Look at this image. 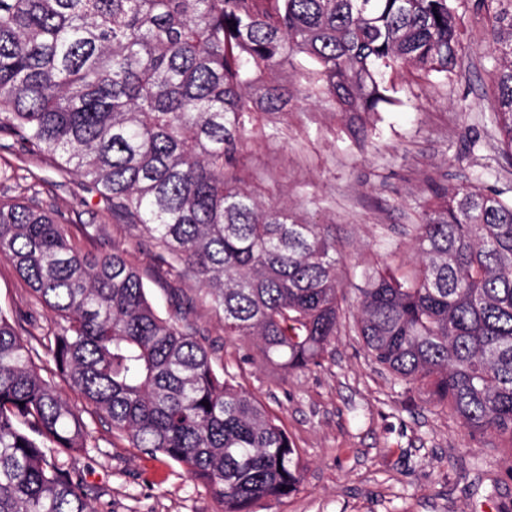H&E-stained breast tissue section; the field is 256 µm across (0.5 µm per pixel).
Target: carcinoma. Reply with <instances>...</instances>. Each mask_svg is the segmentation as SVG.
Masks as SVG:
<instances>
[{
  "label": "carcinoma",
  "instance_id": "1",
  "mask_svg": "<svg viewBox=\"0 0 512 512\" xmlns=\"http://www.w3.org/2000/svg\"><path fill=\"white\" fill-rule=\"evenodd\" d=\"M465 0H0V139L52 156L198 279L224 335L289 370L323 366L345 296L336 242L258 198L237 168L255 88L288 104L276 69L309 57L308 93L345 115L395 105L385 76L458 72ZM498 65L493 118L512 157V0H475ZM0 258L60 317L44 347L0 313V512H96L83 471L84 411L251 512L300 481L288 434L199 332L162 317L112 248L78 247L63 218L0 202ZM356 329L394 384L428 391L473 436L512 449V202L492 189L435 192L411 268L369 271ZM209 402L204 406L203 402Z\"/></svg>",
  "mask_w": 512,
  "mask_h": 512
}]
</instances>
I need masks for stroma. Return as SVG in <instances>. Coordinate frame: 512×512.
Here are the masks:
<instances>
[{"instance_id":"1","label":"stroma","mask_w":512,"mask_h":512,"mask_svg":"<svg viewBox=\"0 0 512 512\" xmlns=\"http://www.w3.org/2000/svg\"><path fill=\"white\" fill-rule=\"evenodd\" d=\"M460 13L463 73L430 82L387 74L397 106L348 121L307 96L298 72L308 61L298 56L280 69L293 91L287 108L255 115L241 172L266 202L327 225L347 291L358 288L364 267L406 268L413 228L434 187L492 188L512 199V158L502 152L490 105L497 61L487 48L489 27L472 5ZM1 169L10 178L0 179V199L58 209L71 224L97 231L99 251L124 249L160 315L184 313L203 331L216 363L279 419L301 481L296 492L260 502L254 512H512V480L505 477L512 450L469 436L425 392L395 386L350 326L323 367L284 370L226 338L199 283L161 261L160 247L81 178L0 140ZM0 311L22 317L38 338L58 322L4 259ZM91 428L94 447L74 464L98 492L97 512H224L178 463L131 448L107 425Z\"/></svg>"}]
</instances>
